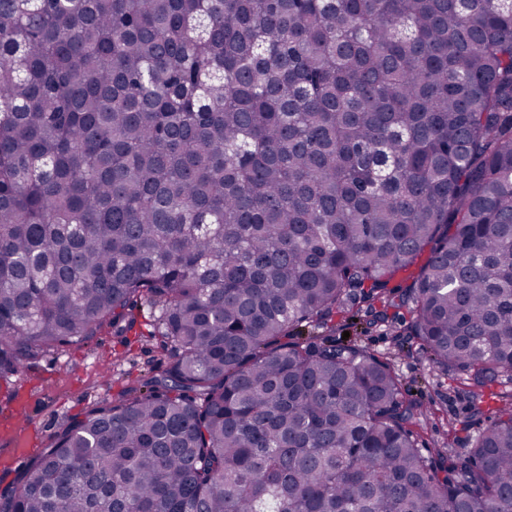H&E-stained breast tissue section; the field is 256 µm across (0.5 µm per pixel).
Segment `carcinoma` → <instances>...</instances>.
I'll return each mask as SVG.
<instances>
[{
	"instance_id": "1",
	"label": "carcinoma",
	"mask_w": 512,
	"mask_h": 512,
	"mask_svg": "<svg viewBox=\"0 0 512 512\" xmlns=\"http://www.w3.org/2000/svg\"><path fill=\"white\" fill-rule=\"evenodd\" d=\"M427 254L405 287L395 276ZM148 336L0 512H512V391L465 455L356 307L512 382V0H0V381Z\"/></svg>"
}]
</instances>
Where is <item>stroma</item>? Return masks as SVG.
<instances>
[{
    "label": "stroma",
    "instance_id": "obj_1",
    "mask_svg": "<svg viewBox=\"0 0 512 512\" xmlns=\"http://www.w3.org/2000/svg\"><path fill=\"white\" fill-rule=\"evenodd\" d=\"M137 318L135 329L128 335L115 336L106 330L93 344L49 351L27 364L15 387H0V458L12 454L20 437L27 435L33 441L25 463L0 468V491L24 471L26 462L35 461L45 451L68 420L158 374L156 361L160 354L154 340L145 335L152 320L149 309H142ZM335 323L332 330L304 328L302 336L338 342L347 333L371 353L389 359L405 389L414 391L430 411L418 428L419 444L426 454H435L447 444L466 453L483 421L495 418L498 402H490L484 417L473 416L466 383L453 373L430 368L415 355L398 349L391 329L363 331L353 310L336 316Z\"/></svg>",
    "mask_w": 512,
    "mask_h": 512
}]
</instances>
